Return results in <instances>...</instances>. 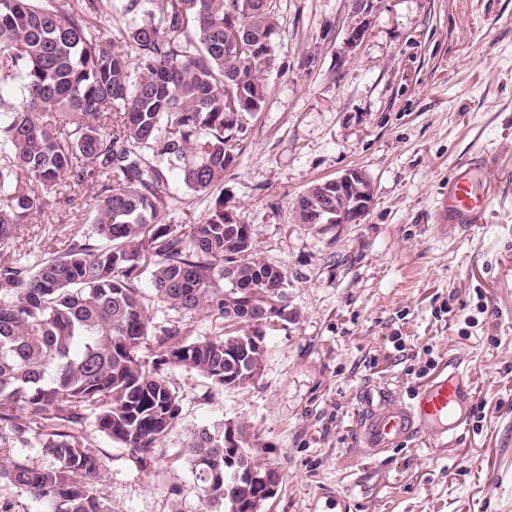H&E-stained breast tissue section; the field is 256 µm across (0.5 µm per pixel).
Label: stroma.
I'll list each match as a JSON object with an SVG mask.
<instances>
[{
    "instance_id": "1",
    "label": "stroma",
    "mask_w": 512,
    "mask_h": 512,
    "mask_svg": "<svg viewBox=\"0 0 512 512\" xmlns=\"http://www.w3.org/2000/svg\"><path fill=\"white\" fill-rule=\"evenodd\" d=\"M273 5L266 97L222 188L260 255L287 269L298 316L267 330L265 369L247 388L163 368L180 413L161 461L86 428L104 463L98 494L112 512H201L177 453L191 429L223 421L244 425L257 461L282 474L259 512H311L315 496L339 491L350 512H512V0H380L352 49L348 0ZM481 156L499 160L486 222L444 234L448 178ZM350 169L374 187L363 223H292L298 195ZM81 203L35 214L0 262L90 232ZM143 296L154 334L172 326L193 341L224 329L158 303L152 288ZM456 361L473 395L466 435L364 456L360 388L407 400Z\"/></svg>"
}]
</instances>
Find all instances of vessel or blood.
<instances>
[{
    "label": "vessel or blood",
    "instance_id": "obj_1",
    "mask_svg": "<svg viewBox=\"0 0 512 512\" xmlns=\"http://www.w3.org/2000/svg\"><path fill=\"white\" fill-rule=\"evenodd\" d=\"M496 188L493 159L459 166L448 180L447 196L437 213L439 223L452 232L468 231L484 223ZM471 401L463 371L457 366L438 375L407 401L384 387L366 386L358 398L363 414L360 446L375 457L416 436L456 440L467 429Z\"/></svg>",
    "mask_w": 512,
    "mask_h": 512
}]
</instances>
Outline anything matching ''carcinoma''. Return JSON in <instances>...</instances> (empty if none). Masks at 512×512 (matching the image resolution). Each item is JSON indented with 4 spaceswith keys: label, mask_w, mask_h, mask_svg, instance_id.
<instances>
[{
    "label": "carcinoma",
    "mask_w": 512,
    "mask_h": 512,
    "mask_svg": "<svg viewBox=\"0 0 512 512\" xmlns=\"http://www.w3.org/2000/svg\"><path fill=\"white\" fill-rule=\"evenodd\" d=\"M0 0V246L43 209L93 187L92 231L33 263H0V449L36 442L58 465H0V479L43 512H112L97 495L102 461L83 428L143 459L178 417L159 366L187 367L218 389L263 372L264 327L284 316L290 279L255 248L252 225L214 199L197 222L163 223L177 194L211 193L239 154L265 99L277 33L272 0ZM119 13L133 55L104 44L98 16ZM245 33L242 46L224 30ZM141 70L131 82V65ZM148 278L162 303L227 323L192 342L163 330L156 367L139 350L151 319ZM37 418L51 424L34 434ZM241 458L259 464L237 427ZM205 512H253L259 490L224 445V424L191 431L181 450Z\"/></svg>",
    "instance_id": "cac0c4a2"
}]
</instances>
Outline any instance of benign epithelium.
<instances>
[{
    "mask_svg": "<svg viewBox=\"0 0 512 512\" xmlns=\"http://www.w3.org/2000/svg\"><path fill=\"white\" fill-rule=\"evenodd\" d=\"M375 9V0H349L350 24L347 36V46L354 48L368 31L371 16ZM355 195L354 204L350 211L336 209V228L348 224H361L370 211L374 200V188L371 181L360 171L350 169L342 175L325 180L302 192L295 200V212L303 215L309 224L326 223L330 204L344 200L349 195ZM245 476L262 489V494L268 498L277 493L278 485L268 480L267 476L249 469Z\"/></svg>",
    "mask_w": 512,
    "mask_h": 512,
    "instance_id": "obj_1",
    "label": "benign epithelium"
}]
</instances>
